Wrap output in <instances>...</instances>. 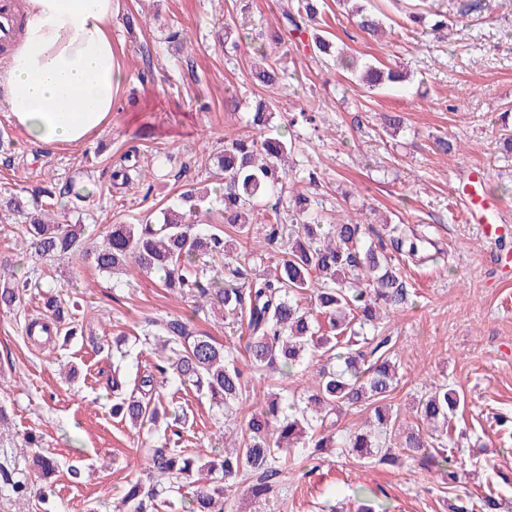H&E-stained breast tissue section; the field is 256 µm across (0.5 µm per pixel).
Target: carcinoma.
<instances>
[{
	"instance_id": "obj_1",
	"label": "carcinoma",
	"mask_w": 512,
	"mask_h": 512,
	"mask_svg": "<svg viewBox=\"0 0 512 512\" xmlns=\"http://www.w3.org/2000/svg\"><path fill=\"white\" fill-rule=\"evenodd\" d=\"M355 4L357 25L376 36L384 33L382 22L367 11L365 0ZM489 7L484 0H430L433 28H448L450 17H467ZM320 0H291L282 10L274 35L275 47L285 46L290 36L306 31L307 22L320 15ZM310 50L319 57H332L370 90L387 83H402L406 74L379 64L357 66L334 49L329 40L316 36ZM285 72L271 64L253 71L263 86L283 82ZM276 106L258 103L250 124L257 131L269 126ZM288 151L279 137L259 135L224 141V150L214 156L216 175L224 176L223 194L214 202L224 207V228L213 224H189L187 215H198L210 197L193 185L177 201L141 224H114L100 247L82 244L84 225L57 224L40 209L26 211L20 198L11 194L0 199V214L23 217L28 248L45 260L75 256L91 262L101 273L113 274L128 265L146 274H156L163 286L192 297L198 306L214 300L224 307L236 329L248 332L245 345L250 372L237 365V350L200 332L189 318L163 317L146 321L143 342L160 347L163 355L156 371L124 388L120 368L112 374V416L134 428L152 433L160 420L171 418L181 425L183 416L174 402L163 403L161 390L167 385L190 383L220 411L233 413L239 425L232 427L230 446L220 455L204 458L190 448H170L154 442L148 449L145 473L128 483L117 512H174L182 503L181 490L193 487L187 512H224L232 508L238 485L247 484L255 501L274 496L280 478L294 466L313 469L326 450L337 448L356 465L399 461L396 451L416 462L423 471H440L450 484L461 482L466 462L457 456L455 431L449 414L459 405L456 392L445 384L432 383L417 402L419 425L403 432L394 446L399 415L387 397L397 387L396 355L391 337L382 335L377 320L380 310H394L409 300L410 290L401 276L399 258L412 260L429 243L428 234L406 233L402 225H384L397 254L385 248L362 244L363 224L353 219L322 223L310 213L308 197L281 167ZM289 198L305 219L299 224H268L257 240L258 247L275 258L269 278H248L245 264L224 263L220 269L196 265L204 254L229 258L233 241L249 238L258 204L280 214ZM29 279L0 284V306L11 310L20 302ZM47 319L29 322L26 333L46 336L56 325L73 318L76 303H67L48 290L43 297ZM327 318L331 334L324 335L317 316ZM313 366V385L307 404L295 395H281L259 386L268 372L288 370L303 374ZM370 409L368 431L341 433L339 415L353 408ZM41 477L58 468L57 460L27 438ZM210 476L201 484L197 475ZM0 489L21 496L46 498L25 480L0 466ZM502 503L493 491L478 502L463 503L454 512H501Z\"/></svg>"
}]
</instances>
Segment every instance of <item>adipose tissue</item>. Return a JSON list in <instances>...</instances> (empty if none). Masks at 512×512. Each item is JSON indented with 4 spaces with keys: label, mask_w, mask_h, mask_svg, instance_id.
Returning a JSON list of instances; mask_svg holds the SVG:
<instances>
[{
    "label": "adipose tissue",
    "mask_w": 512,
    "mask_h": 512,
    "mask_svg": "<svg viewBox=\"0 0 512 512\" xmlns=\"http://www.w3.org/2000/svg\"><path fill=\"white\" fill-rule=\"evenodd\" d=\"M115 0H24L19 42L0 60V111L27 139L78 146L109 124L123 80Z\"/></svg>",
    "instance_id": "1"
}]
</instances>
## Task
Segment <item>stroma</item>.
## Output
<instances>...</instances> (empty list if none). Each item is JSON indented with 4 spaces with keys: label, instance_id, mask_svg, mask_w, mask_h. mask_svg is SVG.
I'll list each match as a JSON object with an SVG mask.
<instances>
[{
    "label": "stroma",
    "instance_id": "1",
    "mask_svg": "<svg viewBox=\"0 0 512 512\" xmlns=\"http://www.w3.org/2000/svg\"><path fill=\"white\" fill-rule=\"evenodd\" d=\"M282 0H120L112 15V44L124 72L114 90L109 126L74 148L28 141L0 112V196L34 201L32 188L71 187L64 203L46 197L40 205L63 224L84 225L101 241L115 224H136L171 203L184 184L214 185L212 158L228 137L247 134L246 121L261 99L276 102L274 122L294 140L292 174L316 170L308 190L313 208L328 222L361 220L364 243L376 241V226L402 224L430 230L424 260L402 265L414 295L383 330L396 342L399 383L391 404L406 425L430 380L447 382L465 404L457 409L468 474L455 487L411 460L395 466H358L336 454L310 474L289 471L282 485L288 512H322L341 503L356 512L361 498L377 512H450L456 499L478 500L493 488L512 506V235L492 244L478 225L467 223L457 195L472 171L485 177L484 191L512 210V150L500 137L503 112L512 113V0L470 15L447 37L411 31L391 0H368L392 34L361 31L337 0H324L321 18L336 46L354 56L407 71L408 82L379 92L352 81L346 71L317 59L309 49L316 24L300 43L276 51L288 74L286 91L252 81L256 50L269 46ZM184 43L170 40L172 31ZM236 98L229 107L227 98ZM318 111L321 125L289 126L291 114ZM401 116L399 128L386 126ZM458 143L440 150L438 138ZM132 156L150 172L149 186L124 184L113 174ZM30 275L31 285L13 310L0 311V464L33 479L23 447L35 434L58 470L45 487L48 503L0 492V512H113L124 485L140 475L144 435L112 417V369L126 381L150 369L157 351L142 345L144 321L181 315L218 342L242 347L224 327V310L195 311L157 279L130 267L110 276L88 264L45 261L29 250L20 221L0 220V275ZM55 288L78 310L56 345H38L26 334L41 311V294ZM129 343L113 359L116 334ZM186 417L171 447L200 454L221 447V427L207 399L185 388L177 395ZM84 457L80 479L67 473L69 460Z\"/></svg>",
    "mask_w": 512,
    "mask_h": 512
}]
</instances>
